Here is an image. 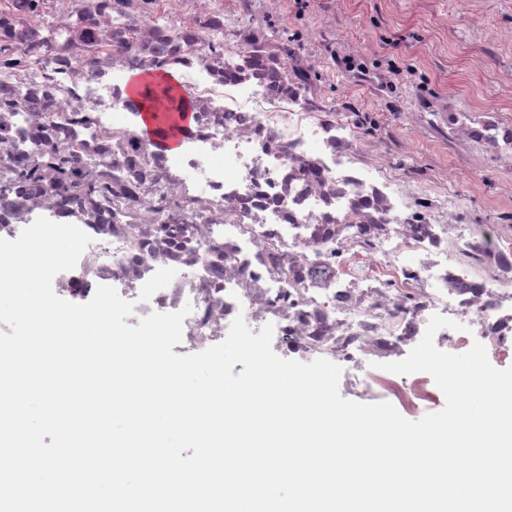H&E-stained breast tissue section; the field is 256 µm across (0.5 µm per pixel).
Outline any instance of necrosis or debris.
<instances>
[{
  "label": "necrosis or debris",
  "instance_id": "obj_1",
  "mask_svg": "<svg viewBox=\"0 0 512 512\" xmlns=\"http://www.w3.org/2000/svg\"><path fill=\"white\" fill-rule=\"evenodd\" d=\"M296 45L262 21L288 0H0V56L26 66L0 83V238L44 210L91 242L60 282L72 297L114 287L138 314L187 309L189 353L222 342L236 316L273 324L284 354L347 368L350 387L383 395L409 414L439 394L421 374H383L365 363L411 351L432 316L454 353L482 343L512 359V226L474 224L433 176L391 174L375 163L387 137L329 101L314 52L334 20L307 0ZM179 75L194 123L177 152L152 149L127 77ZM450 147L512 149V121L495 108L449 110ZM53 156L79 189L61 192L53 168L33 182L23 166ZM176 275L149 301L143 284Z\"/></svg>",
  "mask_w": 512,
  "mask_h": 512
}]
</instances>
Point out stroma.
<instances>
[{
  "label": "stroma",
  "mask_w": 512,
  "mask_h": 512,
  "mask_svg": "<svg viewBox=\"0 0 512 512\" xmlns=\"http://www.w3.org/2000/svg\"><path fill=\"white\" fill-rule=\"evenodd\" d=\"M322 7L336 19L334 28L322 32V46L366 44L367 68L390 77L387 94L375 97L366 87L352 85L340 71L320 70L333 105L356 106L386 125L388 151L382 166L404 164L429 174L452 167L457 180L450 192L475 220L499 224L512 215V197L499 191L501 184L512 182V156L471 159L449 149L447 139L433 129L438 113L499 101L498 77L512 73V54L490 59L482 74L474 71L472 61L485 50L484 25L512 30V10L503 0H481V24L459 18L455 0H323ZM420 97L432 105L425 122H417L408 111L390 117L392 99L411 105Z\"/></svg>",
  "instance_id": "1"
}]
</instances>
